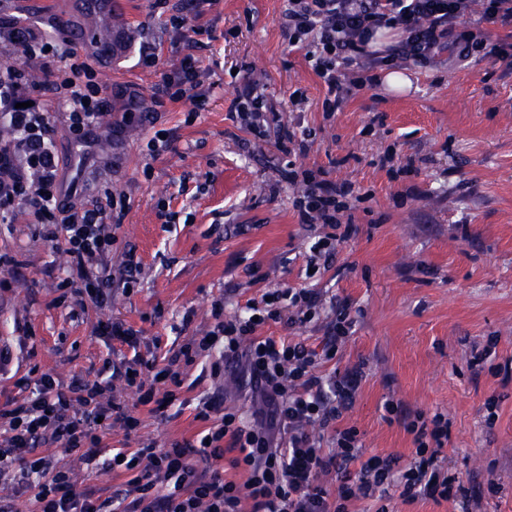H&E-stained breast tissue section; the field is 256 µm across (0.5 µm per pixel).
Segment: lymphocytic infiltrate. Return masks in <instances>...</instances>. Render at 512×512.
<instances>
[{"label": "lymphocytic infiltrate", "instance_id": "f902f5d3", "mask_svg": "<svg viewBox=\"0 0 512 512\" xmlns=\"http://www.w3.org/2000/svg\"><path fill=\"white\" fill-rule=\"evenodd\" d=\"M171 10L172 65L163 68L161 51L153 44L141 45L139 61L162 68L158 93L174 102L190 100L199 110L206 103L209 77L194 54L199 28L188 24L184 0H173ZM472 16L480 29L457 33L460 20ZM496 24L512 27V0H290L282 27L289 44L304 51L322 80L328 94L325 109L332 112L352 87L376 84L377 69L401 62L424 65L446 49L451 62L483 51L492 63L512 71V44L490 39L489 28ZM381 27L396 30L399 38L384 49H371L369 42ZM0 50L20 51L30 61L24 68L0 63V119L11 130L10 137L0 139V222L24 205L31 223L42 226L44 239L67 256L60 285L71 290L75 305L111 306L113 276L131 284L140 269L131 250L123 252L120 266L112 264L115 230L129 205L125 196L107 188L97 190L89 202H72L50 137L54 116L81 144L95 132L111 131L95 71L75 47L34 23L1 24ZM229 109L259 140L279 123L276 110L247 78ZM302 184L293 199L298 221L329 226L311 251L332 256L346 238L341 227L353 188L308 171ZM321 305L320 294L311 289L279 288L266 300L248 301L246 315L218 321L183 346L178 356L185 363L211 358L212 378L237 368L241 387L264 402L262 418L249 420L225 410L217 396L200 399L195 418L207 428L196 439L162 448L147 443L113 449L110 469L128 478L106 498L77 491L68 470L55 463L53 453L39 454V447L55 444L95 461L107 431L118 426L129 433L139 424L125 401L111 396L114 383L136 388L140 405L152 403L161 410L173 393L156 396V384L178 383L179 375L139 354V330L120 319L99 321L96 333L127 346L132 357L105 359L108 376L102 381L77 376L66 383L48 373L21 379V397L0 405V476L16 473L19 484L32 490L36 512H351L354 502L372 498L381 502L377 512H389L386 502L394 495L407 503L427 497L452 502L460 512H478L480 503L470 498L465 476L448 472L443 464L444 415L427 419L407 412L402 403L388 404V413L413 436L414 449L406 460L363 457L353 428L337 430L331 451L310 434L313 425L334 427L358 388L357 371L328 379L318 374L349 335L348 308L336 312L335 338L316 348L301 340L260 336L256 328L258 319H276L284 312L292 323L305 324ZM228 467L242 470L245 481L227 479ZM331 475L337 480L333 489L327 485Z\"/></svg>", "mask_w": 512, "mask_h": 512}]
</instances>
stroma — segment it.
<instances>
[{"label": "stroma", "mask_w": 512, "mask_h": 512, "mask_svg": "<svg viewBox=\"0 0 512 512\" xmlns=\"http://www.w3.org/2000/svg\"><path fill=\"white\" fill-rule=\"evenodd\" d=\"M78 0H48L36 20L60 41L90 25ZM200 27L195 51L212 87L204 110L188 100L157 96L159 72L139 63L131 45L111 60L95 59L105 111L122 118L128 96L144 102L154 123H132L110 141L75 143L62 124L53 142L79 186L107 185L130 201L116 232L113 263L135 249L141 273L130 289L112 286V307L74 313L60 289L66 257L51 248L18 212L0 223V253L21 266L0 287V345L11 360L0 365V404L18 396V380L51 372L62 381L100 377L105 358L127 349L99 336L109 316L140 330V353L177 352L211 328L214 303L225 318L248 300L277 288H311L348 303L354 326L324 372L360 367L352 404L335 428L312 427L323 448L336 429L355 428L365 455L409 457L413 436L384 405L401 402L425 417L444 414L448 442L442 455L452 471L469 476L481 512H512V73L476 55L449 66L447 54L402 70L411 86L385 83L353 89L334 113L326 90L303 52L282 30L288 0H186ZM120 34L168 42L171 12L164 0H112ZM251 75L287 128L311 134L307 154L280 152L274 139L256 142L228 107L243 75ZM300 92L301 102L291 100ZM166 148L149 155L158 130ZM321 169L365 199L352 211L354 232L335 258L307 276L315 228L299 224L289 168ZM333 316L304 326L287 318L259 327L258 335L291 337L318 346L333 334ZM495 347H488L489 337ZM486 351L485 368L469 362ZM183 383L161 413L123 392L139 426L132 435L113 429L93 464L57 452L78 490L108 496L123 477L104 468L113 449L141 442L162 446L204 431L196 406L212 387L210 361L185 367ZM498 397V417L486 423L484 403ZM496 482L498 493L488 491Z\"/></svg>", "instance_id": "stroma-1"}]
</instances>
